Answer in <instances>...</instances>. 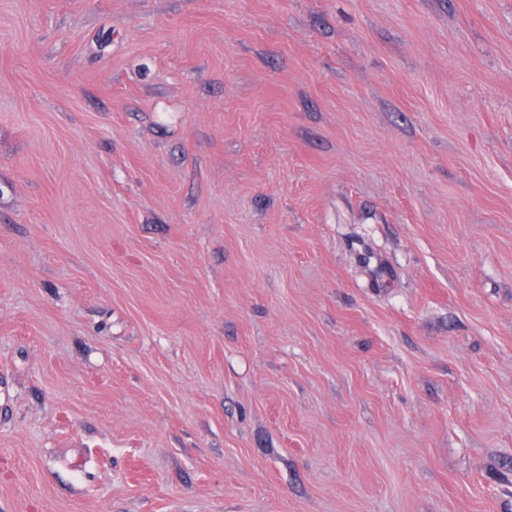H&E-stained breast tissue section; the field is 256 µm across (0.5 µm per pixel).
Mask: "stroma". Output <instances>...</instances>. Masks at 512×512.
Here are the masks:
<instances>
[{
    "mask_svg": "<svg viewBox=\"0 0 512 512\" xmlns=\"http://www.w3.org/2000/svg\"><path fill=\"white\" fill-rule=\"evenodd\" d=\"M0 512H512V0H0Z\"/></svg>",
    "mask_w": 512,
    "mask_h": 512,
    "instance_id": "1",
    "label": "stroma"
}]
</instances>
